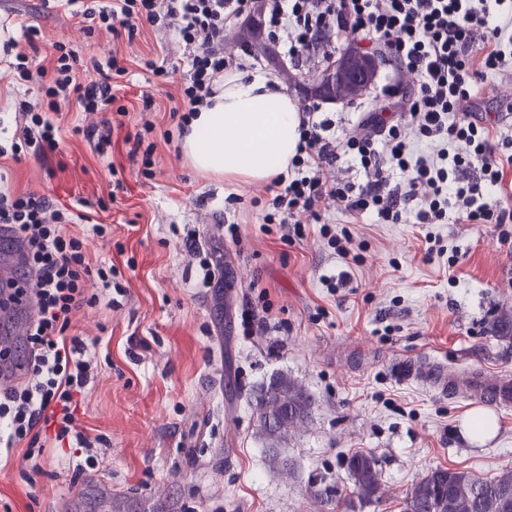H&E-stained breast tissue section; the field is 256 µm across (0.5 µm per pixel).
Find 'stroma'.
<instances>
[{"instance_id": "stroma-1", "label": "stroma", "mask_w": 512, "mask_h": 512, "mask_svg": "<svg viewBox=\"0 0 512 512\" xmlns=\"http://www.w3.org/2000/svg\"><path fill=\"white\" fill-rule=\"evenodd\" d=\"M22 39L37 26L38 58L61 42L125 66L105 152L85 129L96 116L69 106L52 120L54 151L0 158L11 189L49 196L82 214L71 234L86 240L91 266L113 263L125 289L117 309L77 313L70 334L99 338L95 379L79 425L100 435L96 467L78 474L85 451L50 449L43 475L27 481L21 453L0 469V512H401L409 488L437 467L492 477L512 469V408L498 431L472 442L463 428L470 402L405 378L403 362L429 356L456 369L512 373V250L493 224L349 221L340 203L302 235L281 240L264 224L266 182L197 173L182 135L166 136L172 99L187 78L189 51L171 29L140 26L133 39L100 30L86 38L71 7L0 0V26ZM154 59L156 70L143 59ZM406 75L380 64L352 103L325 101L336 130L396 106ZM155 102L150 156L131 154L141 129V95ZM42 80L19 83L0 55V144L10 145L20 101L42 102ZM222 223H215V216ZM348 229L358 262H345L321 235ZM237 224L238 242L224 238ZM103 225L96 233L95 225ZM442 254L425 258L426 236ZM213 252L224 285L205 288L191 247ZM335 279L328 290L327 279ZM253 314L250 328L243 314ZM301 384L306 421L273 442L263 434L254 394L272 375ZM377 461L383 497L359 501L346 463Z\"/></svg>"}]
</instances>
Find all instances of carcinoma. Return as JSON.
Instances as JSON below:
<instances>
[{
	"mask_svg": "<svg viewBox=\"0 0 512 512\" xmlns=\"http://www.w3.org/2000/svg\"><path fill=\"white\" fill-rule=\"evenodd\" d=\"M266 389L275 393L270 399L256 397L255 410L260 419L271 414L273 436L288 432L302 422L310 411L309 396L293 380L278 376ZM353 490L362 502L381 498V482L376 460L355 454L347 461ZM402 512H512V470L480 479L465 471L437 468L417 481L403 498Z\"/></svg>",
	"mask_w": 512,
	"mask_h": 512,
	"instance_id": "obj_1",
	"label": "carcinoma"
}]
</instances>
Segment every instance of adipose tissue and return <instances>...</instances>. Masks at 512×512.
<instances>
[{
  "label": "adipose tissue",
  "instance_id": "adipose-tissue-1",
  "mask_svg": "<svg viewBox=\"0 0 512 512\" xmlns=\"http://www.w3.org/2000/svg\"><path fill=\"white\" fill-rule=\"evenodd\" d=\"M299 121L297 106L275 80L229 74L213 105L190 120L184 150L199 171L264 181L287 170Z\"/></svg>",
  "mask_w": 512,
  "mask_h": 512
}]
</instances>
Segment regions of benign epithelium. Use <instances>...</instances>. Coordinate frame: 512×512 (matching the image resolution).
Here are the masks:
<instances>
[{
	"mask_svg": "<svg viewBox=\"0 0 512 512\" xmlns=\"http://www.w3.org/2000/svg\"><path fill=\"white\" fill-rule=\"evenodd\" d=\"M378 56L361 45L343 51L338 60L323 71L312 72L307 81L313 91L338 103H348L366 92L373 84Z\"/></svg>",
	"mask_w": 512,
	"mask_h": 512,
	"instance_id": "benign-epithelium-1",
	"label": "benign epithelium"
}]
</instances>
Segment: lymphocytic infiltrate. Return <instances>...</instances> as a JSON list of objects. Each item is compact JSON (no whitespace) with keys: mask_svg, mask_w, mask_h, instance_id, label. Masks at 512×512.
<instances>
[{"mask_svg":"<svg viewBox=\"0 0 512 512\" xmlns=\"http://www.w3.org/2000/svg\"><path fill=\"white\" fill-rule=\"evenodd\" d=\"M244 12L245 0H113L101 7L87 2L81 16L86 33L103 28L117 39L134 34L140 21L176 30L192 51L179 104L169 112L183 128L210 105L232 68L224 56V32ZM253 18L295 65L323 43L360 36L377 41L396 70L419 78L399 123L375 115L343 140L330 120L320 118L318 104H303L297 151L288 176H277L268 187L265 223L289 225L298 234L326 201L337 200L351 217L373 212L387 224H444L452 212L462 224H497L500 244L512 248V207L489 200L505 189L512 136H494L474 91L487 74L512 77V0H260ZM53 49V74L44 87L47 110L58 111L60 101L72 98L82 111L102 113V126H109L112 78L126 72L117 55L104 62L90 58L102 78L83 85L73 77L79 53L62 43ZM436 139L445 141L444 149L433 155L419 150L420 142ZM451 143L462 144V151L449 152ZM345 156L364 170V184L323 181V168ZM74 221L73 212L46 196L0 188V225L11 226L24 244L30 275L24 292L37 303L24 331L25 359L9 367L11 351L0 349V459L23 448L36 475L43 472L39 443L46 435L93 448L75 418L93 376L90 347L67 330L76 312L99 305L101 298L84 285L86 244L66 231Z\"/></svg>","mask_w":512,"mask_h":512,"instance_id":"obj_1","label":"lymphocytic infiltrate"}]
</instances>
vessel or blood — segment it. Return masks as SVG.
<instances>
[{"mask_svg":"<svg viewBox=\"0 0 512 512\" xmlns=\"http://www.w3.org/2000/svg\"><path fill=\"white\" fill-rule=\"evenodd\" d=\"M21 267V244L13 230L0 228V282L15 280ZM408 369L418 377L431 380L434 390L440 394L464 396L468 401L483 403L497 408L512 406V375L476 368L466 374L450 370L446 363L434 361L425 364L410 361Z\"/></svg>","mask_w":512,"mask_h":512,"instance_id":"b4317fda","label":"vessel or blood"}]
</instances>
